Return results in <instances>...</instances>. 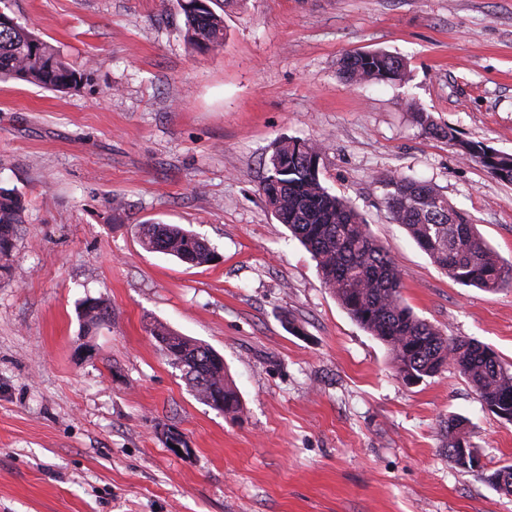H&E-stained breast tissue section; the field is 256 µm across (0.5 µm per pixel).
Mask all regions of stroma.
<instances>
[{"label": "stroma", "instance_id": "35a3bbf8", "mask_svg": "<svg viewBox=\"0 0 512 512\" xmlns=\"http://www.w3.org/2000/svg\"><path fill=\"white\" fill-rule=\"evenodd\" d=\"M82 82H0V186L24 222L0 256V512H512L485 477L512 422L454 366L417 384L325 288L260 192L275 143L322 145L321 179L389 251L414 312L512 370V288L437 269L389 219L382 179L428 180L512 263V183L425 134L512 153V0H239L198 51L176 0H8ZM404 59L351 84L348 51ZM145 222L214 262L146 251ZM112 305L86 328L89 298ZM224 360L237 413L204 402L150 334ZM481 460L450 462L448 419ZM141 245L152 252H159L179 259L192 266L210 263L215 253L195 234L177 224H139Z\"/></svg>", "mask_w": 512, "mask_h": 512}]
</instances>
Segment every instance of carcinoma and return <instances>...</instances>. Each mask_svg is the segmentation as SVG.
<instances>
[{
    "label": "carcinoma",
    "instance_id": "obj_1",
    "mask_svg": "<svg viewBox=\"0 0 512 512\" xmlns=\"http://www.w3.org/2000/svg\"><path fill=\"white\" fill-rule=\"evenodd\" d=\"M236 0H177L184 16L187 42L199 50L224 45V8ZM406 65L402 58L381 51L347 52L339 60V74L349 83L396 81ZM82 74L66 62L58 47L41 38L29 24L3 13L0 18V80H19L65 93L77 86ZM425 133L455 140L453 129L415 114ZM463 156L492 175L512 182V154L481 143L462 145ZM322 148L315 142L288 138L270 158L260 191L276 219L310 252L325 286L333 291L352 320L382 341L392 356L396 373L414 384L440 373L452 363L489 410L512 419V372L497 353L473 340L450 341L433 324L417 316L402 297L401 275L389 252L371 235L356 210L331 193L320 179ZM390 219L405 227L432 263L454 281L497 291L512 284L507 265L480 237L471 216L456 207L435 185L399 175L383 179ZM23 204L13 189L0 187V255L13 247ZM141 245L192 266L211 262L215 253L195 234L177 224L150 223L138 228ZM82 317L90 326L112 320V306L103 299L84 303ZM150 334L170 362L179 367L188 384L213 408L235 413L240 407L236 390L226 379L224 360L164 325ZM474 454L459 418L448 419V458L463 466L457 449ZM495 489L512 494V467L487 476Z\"/></svg>",
    "mask_w": 512,
    "mask_h": 512
}]
</instances>
